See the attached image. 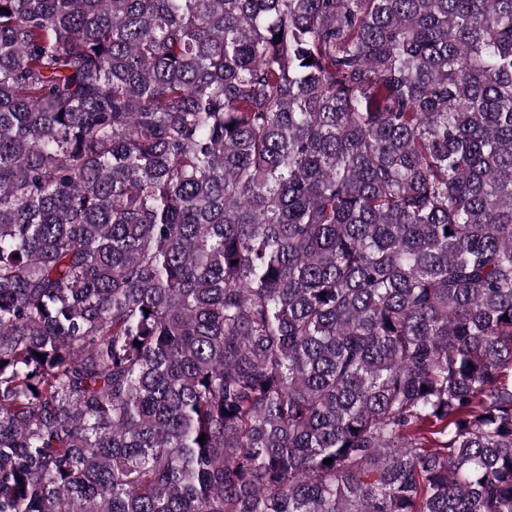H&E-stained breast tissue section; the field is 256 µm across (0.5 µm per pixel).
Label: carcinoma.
<instances>
[{
    "label": "carcinoma",
    "mask_w": 512,
    "mask_h": 512,
    "mask_svg": "<svg viewBox=\"0 0 512 512\" xmlns=\"http://www.w3.org/2000/svg\"><path fill=\"white\" fill-rule=\"evenodd\" d=\"M0 512H512V0H0Z\"/></svg>",
    "instance_id": "obj_1"
}]
</instances>
